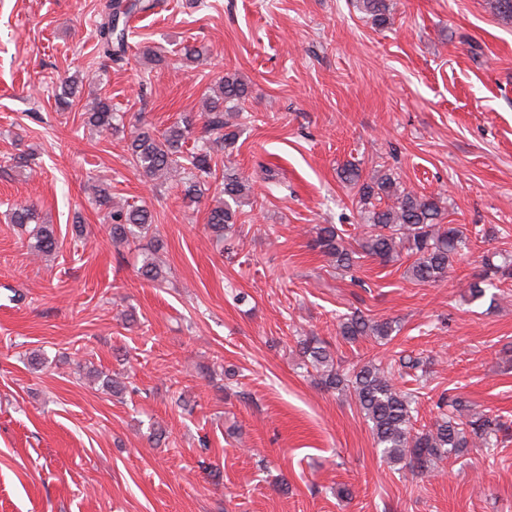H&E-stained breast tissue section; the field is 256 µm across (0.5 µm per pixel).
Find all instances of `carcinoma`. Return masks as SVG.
<instances>
[{"instance_id":"carcinoma-1","label":"carcinoma","mask_w":512,"mask_h":512,"mask_svg":"<svg viewBox=\"0 0 512 512\" xmlns=\"http://www.w3.org/2000/svg\"><path fill=\"white\" fill-rule=\"evenodd\" d=\"M158 0H107L96 25L100 56L119 61L128 48V21L135 12L154 9ZM359 9L371 17L376 25L391 24L386 0H359ZM78 78L68 77L56 94V103L62 109L73 106L69 97ZM247 95L246 84L235 76L226 75L219 82V91L205 98L203 103L204 136L201 144L189 153L183 146L193 128L194 120L181 122L156 134L137 124H131L126 144L130 164L146 178L162 184L172 181L184 185L185 195L200 197L202 187L214 179L220 182L223 198L217 201L206 218V224L216 240L234 232L242 207L251 204L252 186L244 174L219 169L213 150L234 147L238 124ZM87 122L101 130L126 129L125 115L113 111L112 101L96 96L84 112ZM339 180L354 191L353 202L367 228L365 237L352 244L338 234L336 225L324 224L314 228L312 246L327 257L336 270L353 274L362 258L368 256L383 263L397 260L401 254L412 258L406 276L420 285H434L448 278L455 265L473 255V237L480 231L469 232L461 225L445 224L446 198L440 194L426 195L407 188L389 168H380L368 178L360 166L348 161L337 169ZM95 203L107 209L112 241L117 244L136 243L143 239L154 243V218L143 205L112 204V193L106 187L97 190ZM11 220L29 231L28 248L35 257L50 256L59 249V241L50 224L41 222L37 210L31 206H16ZM484 267L512 278V261L498 265L493 256H482ZM143 279L161 284L165 270L154 257L146 256L139 268ZM500 288L487 276H479L468 283L472 300L486 296L487 290ZM339 334L355 343L363 338L391 339L396 331L390 321H373L359 312L339 320ZM300 353L310 366L320 373L321 385L349 396L370 426L375 444L389 463L401 464L413 472H431L439 464L459 457L467 448L490 449L493 437L500 427V419L487 414L463 418L457 415L458 401L443 400L438 404L439 416L429 426L418 429L415 415V395L404 391L394 381L396 368L416 370L422 360L401 357L398 363L371 359L361 365L343 368L336 364L326 343L315 336L299 341Z\"/></svg>"}]
</instances>
